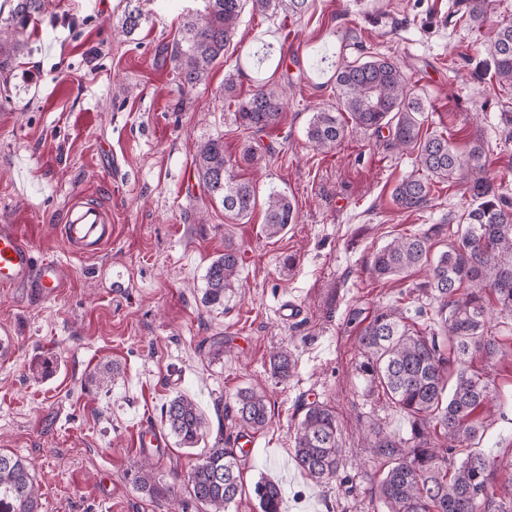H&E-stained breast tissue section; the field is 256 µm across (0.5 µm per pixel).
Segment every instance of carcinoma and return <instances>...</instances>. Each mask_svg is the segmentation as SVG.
<instances>
[{
  "label": "carcinoma",
  "instance_id": "cac0c4a2",
  "mask_svg": "<svg viewBox=\"0 0 512 512\" xmlns=\"http://www.w3.org/2000/svg\"><path fill=\"white\" fill-rule=\"evenodd\" d=\"M0 21V73H8L25 46L30 25L44 12L46 0H11ZM205 8L184 17L173 59L181 91L207 82L213 65L224 58L245 10L260 15H301L309 0H204ZM490 0H455L451 15L480 27ZM142 12H124L120 30L128 35L141 24ZM487 71L498 84L512 86V22L500 24L482 44ZM336 107L315 112L306 137L321 151L335 149L349 130H388L393 145L415 155L416 169L393 189L403 210H418L431 200L434 182H463L473 203L464 213L465 229L448 249L431 254L427 232L393 239L374 253L370 273L381 280L405 279L429 266V279L416 291L436 305L435 327H410L409 317L396 307H383L360 323L359 372L369 390L378 391L406 414L410 429L392 434L382 426L371 429V455L383 468L376 481V499L366 508L383 512H512V497L497 496L498 486L512 484V460L491 459L477 448L489 426L492 409L508 405L491 383L488 367L503 354L499 341L488 335L486 298L494 310L512 320V199L483 176L484 147L472 143L459 152L448 136L424 129L426 105L414 92L401 64L385 57L356 58L334 74ZM224 95L234 102V121L252 134L282 123L286 92L264 82L242 98L234 78L224 80ZM257 149L247 145L238 158L224 153L215 137L200 146L196 177L210 198L232 220L249 217L258 205L256 185L237 173L255 161ZM267 236L275 237L294 223L295 205L288 196L270 191L263 201ZM239 251L230 244L206 269L203 302L222 307L239 287ZM479 358L481 366L474 365ZM271 374L281 380L295 368L292 354L273 352ZM294 432V457L312 480L331 483L344 468L341 428L335 410L324 402L303 404ZM230 413L242 435L257 433L270 421L266 396L246 389L237 393ZM169 434L185 448L203 440L206 421L197 403L179 394L161 410ZM458 461L448 460V456ZM244 450L227 436L204 452L188 476L190 499L201 512H227L242 491ZM156 463L145 460L133 483L153 498L164 494ZM260 512H281L277 483L261 477L253 485ZM38 489L29 466L17 456L0 453V512H38Z\"/></svg>",
  "mask_w": 512,
  "mask_h": 512
}]
</instances>
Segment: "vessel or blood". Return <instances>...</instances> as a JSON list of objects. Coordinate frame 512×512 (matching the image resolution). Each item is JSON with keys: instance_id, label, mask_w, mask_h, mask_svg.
<instances>
[{"instance_id": "obj_1", "label": "vessel or blood", "mask_w": 512, "mask_h": 512, "mask_svg": "<svg viewBox=\"0 0 512 512\" xmlns=\"http://www.w3.org/2000/svg\"><path fill=\"white\" fill-rule=\"evenodd\" d=\"M61 236L70 254L85 255L100 249L112 238V215L99 204L85 199L71 202L65 212ZM69 272L60 260L38 253L20 238L13 225L0 224V288L25 289L50 297L65 288ZM141 448H163L165 434L148 421L136 428Z\"/></svg>"}]
</instances>
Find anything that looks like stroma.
<instances>
[{"instance_id": "35a3bbf8", "label": "stroma", "mask_w": 512, "mask_h": 512, "mask_svg": "<svg viewBox=\"0 0 512 512\" xmlns=\"http://www.w3.org/2000/svg\"><path fill=\"white\" fill-rule=\"evenodd\" d=\"M452 0H312L302 18L244 12L224 59L205 85L177 91L172 49L185 15L202 0H139L143 20L114 33L128 0H47L28 50L0 78V220L39 253L71 266L58 296L0 290V450L33 467L39 512H196L188 474L200 448L169 439L150 498L133 475L141 419L160 422L178 394L192 397L213 444L238 391L262 392L271 410L251 435L244 492L229 512H258L251 489L267 477L282 491V512H356L369 501L380 467L360 429L376 421L405 434L407 416L369 392L357 366L351 313L396 305L416 309L420 269L405 280L369 273L374 253L393 239L432 231L445 250L472 201L464 185H433L429 205L400 209L395 184L414 168L388 133L355 132L325 153L307 140L313 113L336 103L332 75L367 54L403 63L422 94L430 129L461 151L481 140L485 174L512 189V87L481 78V42L512 20V0H492L481 29L449 14ZM238 94L257 80L291 85L287 119L257 135L262 157L240 173L260 193L295 202L294 224L268 237L264 212L228 219L195 177L199 146L214 137L239 155L245 135L228 120L224 78ZM88 198L112 212V240L98 254L71 257L60 226L68 204ZM240 251L237 293L226 308L205 306L206 269L225 244ZM294 264L283 269L285 257ZM299 309L282 319L284 305ZM224 353L210 354L213 338ZM291 351L296 369L273 378L269 355ZM116 366L111 387L88 381ZM333 406L343 429L342 483L317 484L294 459L301 403Z\"/></svg>"}]
</instances>
